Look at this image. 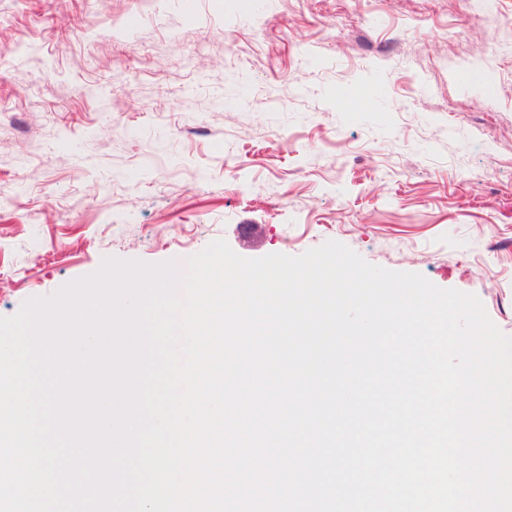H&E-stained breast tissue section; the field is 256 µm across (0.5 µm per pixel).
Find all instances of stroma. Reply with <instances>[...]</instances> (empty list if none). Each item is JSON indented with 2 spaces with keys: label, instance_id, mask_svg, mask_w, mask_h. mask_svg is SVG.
Here are the masks:
<instances>
[{
  "label": "stroma",
  "instance_id": "1",
  "mask_svg": "<svg viewBox=\"0 0 512 512\" xmlns=\"http://www.w3.org/2000/svg\"><path fill=\"white\" fill-rule=\"evenodd\" d=\"M328 240L512 337V0H0V316Z\"/></svg>",
  "mask_w": 512,
  "mask_h": 512
}]
</instances>
